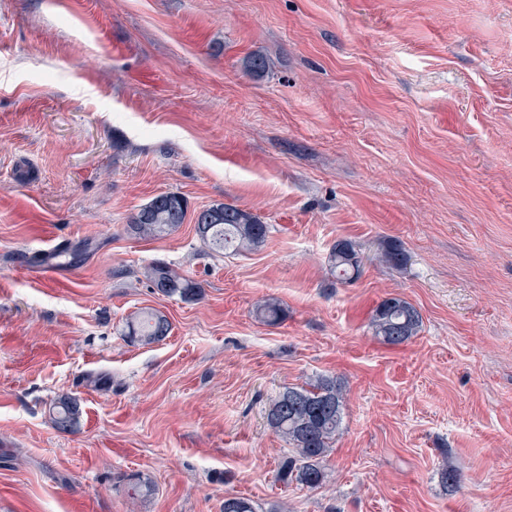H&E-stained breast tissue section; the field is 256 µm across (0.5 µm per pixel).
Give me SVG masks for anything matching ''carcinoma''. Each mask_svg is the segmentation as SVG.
<instances>
[{
  "instance_id": "cac0c4a2",
  "label": "carcinoma",
  "mask_w": 512,
  "mask_h": 512,
  "mask_svg": "<svg viewBox=\"0 0 512 512\" xmlns=\"http://www.w3.org/2000/svg\"><path fill=\"white\" fill-rule=\"evenodd\" d=\"M247 68L261 75L269 70L270 62L266 56L253 53L247 58ZM186 213L187 202L183 196L174 192L160 193L129 217L127 232L140 239H156L179 228ZM196 221L208 227L206 231L198 227L196 233L203 245L215 253L255 249L265 242L269 233V226L257 216L223 202L197 213ZM329 263L336 281L348 283L361 274L363 257L352 242L340 240L330 251ZM145 277L159 293L168 297L177 295L183 300H192L201 293L198 283L182 277L161 261L149 265ZM256 315L275 324L282 317V308L276 301L267 299L258 304ZM371 324L374 335L385 343L401 345L418 334L422 317L410 302L389 297L379 303ZM170 331L171 324L165 316L145 310L127 321L125 335L148 345L164 340ZM344 402V390L334 377H320L308 388L288 387L272 401L267 421L292 445V455L280 467L282 481H294L310 489L323 484L324 459L341 429ZM79 414L76 399L62 395L52 404L51 421L57 430L67 432L77 425ZM152 491L148 480L140 476L129 478L131 499L148 497ZM224 512H256V508L250 499L231 494L224 497Z\"/></svg>"
}]
</instances>
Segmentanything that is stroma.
<instances>
[{"label": "stroma", "instance_id": "1", "mask_svg": "<svg viewBox=\"0 0 512 512\" xmlns=\"http://www.w3.org/2000/svg\"><path fill=\"white\" fill-rule=\"evenodd\" d=\"M163 192L184 224L129 235ZM218 202L264 244L208 251L193 216ZM339 240L368 256L347 284ZM59 241L91 250L34 278ZM158 260L201 296L152 288ZM388 297L422 316L398 346L371 328ZM143 309L165 340L126 336ZM320 376L342 428L322 487L287 485L268 408ZM65 394L70 432L49 416ZM129 474L153 495L132 502ZM229 493L512 512V0H0V512H222ZM53 426L63 432L71 431L78 423L79 406L76 399L62 395L58 397L51 408Z\"/></svg>", "mask_w": 512, "mask_h": 512}]
</instances>
